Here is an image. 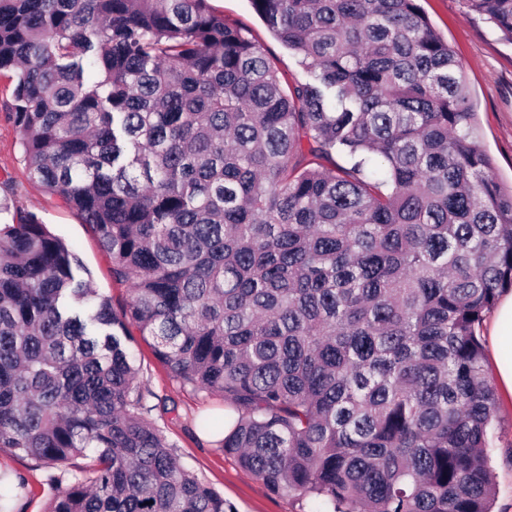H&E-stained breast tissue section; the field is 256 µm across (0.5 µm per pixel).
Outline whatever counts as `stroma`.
Here are the masks:
<instances>
[{
	"mask_svg": "<svg viewBox=\"0 0 512 512\" xmlns=\"http://www.w3.org/2000/svg\"><path fill=\"white\" fill-rule=\"evenodd\" d=\"M425 15L464 65L470 101L479 131L478 143L490 157L492 173L504 188L512 187V44L466 0H419ZM225 21L249 30L271 63L288 77L300 69L295 54L281 44L253 11L249 0H210ZM14 81L0 72V202L37 213L50 231L78 255L92 277V286L114 311L130 299L127 284L112 277V261L90 225L58 196L33 181L23 158L20 135L6 112L13 101ZM140 382L149 397V419L167 435L181 463L231 503L235 512H308L307 500L272 494L262 481L217 447L212 434L200 429L202 419L224 411V399L193 391L172 378L152 347L142 339L132 344ZM490 449L495 473L493 512H512V408L501 409ZM59 492L48 484L36 461L0 448V512H47Z\"/></svg>",
	"mask_w": 512,
	"mask_h": 512,
	"instance_id": "stroma-1",
	"label": "stroma"
}]
</instances>
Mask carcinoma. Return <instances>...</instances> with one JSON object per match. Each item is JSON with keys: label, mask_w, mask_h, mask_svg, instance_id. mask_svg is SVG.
<instances>
[{"label": "carcinoma", "mask_w": 512, "mask_h": 512, "mask_svg": "<svg viewBox=\"0 0 512 512\" xmlns=\"http://www.w3.org/2000/svg\"><path fill=\"white\" fill-rule=\"evenodd\" d=\"M249 2L303 76L209 0H0L30 177L131 289L117 314L37 214L0 224V448L66 483L49 512H234L145 418L134 328L272 493L491 512L512 191L463 66L419 0ZM467 2L512 43V0Z\"/></svg>", "instance_id": "carcinoma-1"}]
</instances>
